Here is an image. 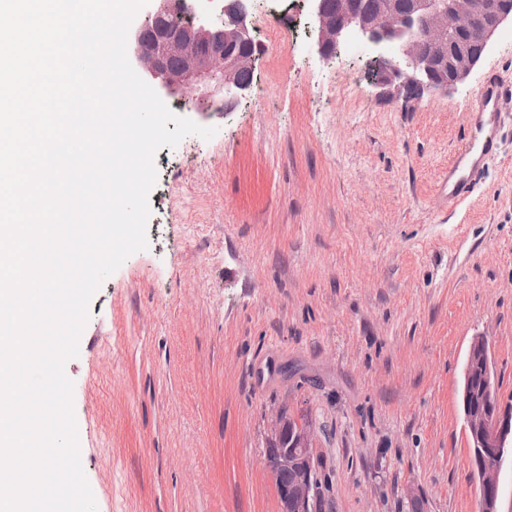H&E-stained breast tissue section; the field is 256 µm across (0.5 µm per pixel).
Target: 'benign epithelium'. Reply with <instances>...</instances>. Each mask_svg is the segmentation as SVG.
<instances>
[{
	"instance_id": "obj_1",
	"label": "benign epithelium",
	"mask_w": 512,
	"mask_h": 512,
	"mask_svg": "<svg viewBox=\"0 0 512 512\" xmlns=\"http://www.w3.org/2000/svg\"><path fill=\"white\" fill-rule=\"evenodd\" d=\"M144 21L129 30L127 56L142 74L156 82L166 97L179 96L196 112H230L250 89L237 82L240 71L254 67L257 49L251 31L248 0H215L216 19L194 14L192 0H149ZM317 39L318 55L328 60L339 53L346 37L355 31L369 42L395 43L397 54L373 59L382 65L380 85H394L418 95H444L463 81L479 62L467 44L487 47L497 29L512 20V0H412L409 11L398 0H378L368 14L355 0H337L336 13L324 0H308ZM187 14V25L171 18ZM152 27L153 43L144 41ZM470 368L486 369L488 344L478 337L471 343ZM472 373L465 372L464 420L471 447L483 451L478 458L482 495L480 512H505L498 497L500 464L512 451V404L478 405L491 395L484 380L473 387ZM288 435L294 447L280 444ZM315 432L305 418L278 413L264 451L266 467L279 491L281 512H312L316 495L313 467ZM289 481H281V475Z\"/></svg>"
}]
</instances>
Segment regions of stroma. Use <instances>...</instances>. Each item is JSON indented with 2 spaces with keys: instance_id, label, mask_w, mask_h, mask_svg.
Here are the masks:
<instances>
[{
  "instance_id": "35a3bbf8",
  "label": "stroma",
  "mask_w": 512,
  "mask_h": 512,
  "mask_svg": "<svg viewBox=\"0 0 512 512\" xmlns=\"http://www.w3.org/2000/svg\"><path fill=\"white\" fill-rule=\"evenodd\" d=\"M254 29L234 111L155 155L147 250L90 303L65 364L97 512H280L263 451L278 411L316 433L315 512H479L462 412L469 347L512 402V111L474 192L448 164L488 76L512 81V24L445 96H393L315 51L299 0Z\"/></svg>"
}]
</instances>
